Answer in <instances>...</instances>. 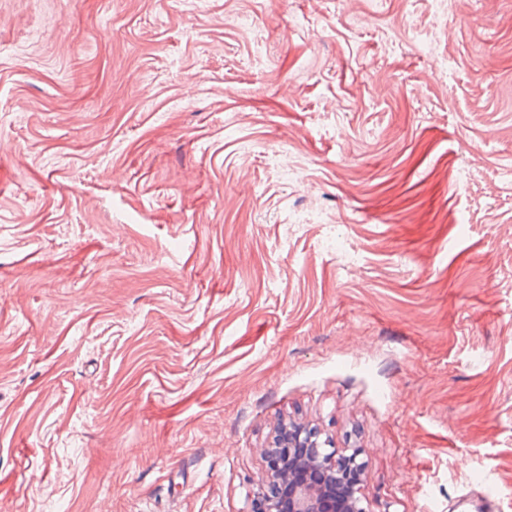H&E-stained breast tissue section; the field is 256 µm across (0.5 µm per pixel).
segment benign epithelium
<instances>
[{"label": "benign epithelium", "instance_id": "benign-epithelium-1", "mask_svg": "<svg viewBox=\"0 0 512 512\" xmlns=\"http://www.w3.org/2000/svg\"><path fill=\"white\" fill-rule=\"evenodd\" d=\"M320 432L291 422L281 427L264 450L265 476L249 495L253 512H368L362 494L366 460L335 448Z\"/></svg>", "mask_w": 512, "mask_h": 512}]
</instances>
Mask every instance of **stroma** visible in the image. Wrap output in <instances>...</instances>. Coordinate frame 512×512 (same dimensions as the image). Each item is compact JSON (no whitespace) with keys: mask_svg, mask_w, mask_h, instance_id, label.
Wrapping results in <instances>:
<instances>
[{"mask_svg":"<svg viewBox=\"0 0 512 512\" xmlns=\"http://www.w3.org/2000/svg\"><path fill=\"white\" fill-rule=\"evenodd\" d=\"M510 128L512 0H0V512H512ZM321 433L296 422L281 427L270 446L264 450L265 476L249 491L258 509L252 512H368L364 505L361 476L367 461L362 450L352 448L350 455L335 448ZM329 447V448H326ZM350 472L358 475L350 480ZM344 487L339 502L331 490ZM287 489L286 502L276 489Z\"/></svg>","mask_w":512,"mask_h":512,"instance_id":"obj_1","label":"stroma"}]
</instances>
